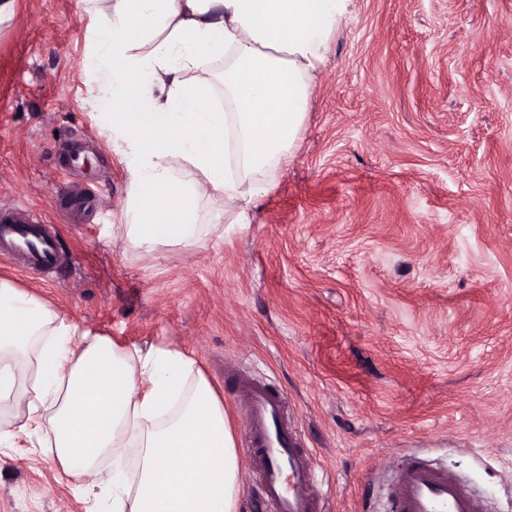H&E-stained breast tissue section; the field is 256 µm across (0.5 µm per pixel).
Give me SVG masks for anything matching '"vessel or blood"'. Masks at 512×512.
<instances>
[{
  "mask_svg": "<svg viewBox=\"0 0 512 512\" xmlns=\"http://www.w3.org/2000/svg\"><path fill=\"white\" fill-rule=\"evenodd\" d=\"M0 254L35 273L62 265L54 225L17 202L0 205ZM234 393L245 411L243 448L251 478L262 490L266 512H319L312 494L318 463L309 450L301 448L297 429L286 421L283 393L246 373L236 380ZM390 509L487 512V504L464 480L415 460L395 472Z\"/></svg>",
  "mask_w": 512,
  "mask_h": 512,
  "instance_id": "b4317fda",
  "label": "vessel or blood"
}]
</instances>
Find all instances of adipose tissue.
<instances>
[{
	"label": "adipose tissue",
	"mask_w": 512,
	"mask_h": 512,
	"mask_svg": "<svg viewBox=\"0 0 512 512\" xmlns=\"http://www.w3.org/2000/svg\"><path fill=\"white\" fill-rule=\"evenodd\" d=\"M92 67L129 174L131 249L203 247L207 194L241 212L286 162L352 0H94ZM230 55L212 105L205 60ZM27 440L105 512H238L243 475L224 404L177 349L128 348L0 278V450Z\"/></svg>",
	"instance_id": "1"
}]
</instances>
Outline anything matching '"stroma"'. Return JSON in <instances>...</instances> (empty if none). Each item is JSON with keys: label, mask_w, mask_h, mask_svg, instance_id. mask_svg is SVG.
Instances as JSON below:
<instances>
[{"label": "stroma", "mask_w": 512, "mask_h": 512, "mask_svg": "<svg viewBox=\"0 0 512 512\" xmlns=\"http://www.w3.org/2000/svg\"><path fill=\"white\" fill-rule=\"evenodd\" d=\"M89 0H15L0 23V200L56 225L73 264L11 279L69 321L192 356L224 403L268 378L319 463L325 512H379L421 456L512 507V0H352L268 193L201 205L202 249L127 248L128 177L88 67ZM97 198L89 223L59 187ZM26 449L0 454V512H87Z\"/></svg>", "instance_id": "1"}]
</instances>
